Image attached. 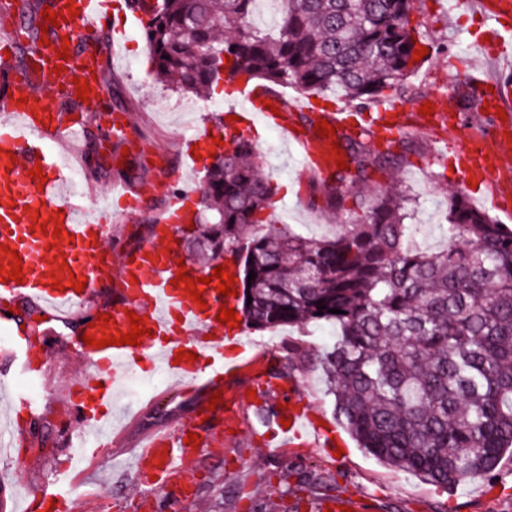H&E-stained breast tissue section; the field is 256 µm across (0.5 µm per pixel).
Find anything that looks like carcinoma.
Masks as SVG:
<instances>
[{
    "instance_id": "obj_1",
    "label": "carcinoma",
    "mask_w": 512,
    "mask_h": 512,
    "mask_svg": "<svg viewBox=\"0 0 512 512\" xmlns=\"http://www.w3.org/2000/svg\"><path fill=\"white\" fill-rule=\"evenodd\" d=\"M125 2L139 12L155 80L198 97L225 75L392 104L434 51L420 31L425 0H275L263 25L259 0ZM371 134L341 133L349 169L325 171L326 205L341 212L361 198L357 223L322 237L273 223V183L239 132L206 165L182 235L213 260L237 254L251 326L336 328L319 364L338 421L368 453L441 488L489 479L512 454V229L456 192L439 225L445 248L422 250L405 223L408 196L372 179L392 175L395 156L372 152Z\"/></svg>"
}]
</instances>
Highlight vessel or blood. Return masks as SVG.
<instances>
[{
    "mask_svg": "<svg viewBox=\"0 0 512 512\" xmlns=\"http://www.w3.org/2000/svg\"><path fill=\"white\" fill-rule=\"evenodd\" d=\"M78 14L67 25L48 30L51 40L36 58L42 84L53 87L76 78L89 82V102L95 108L103 106L105 76L101 55L93 45L72 48L71 58L55 59L56 45L79 29L111 25L110 20L118 0H75ZM489 21L490 50L495 57L512 59V38L503 35L505 21L512 19V0H489L484 13ZM115 38L126 35L125 24L111 25ZM20 26L0 36V267L9 266V250H16L22 259V282H0V295L32 297L47 310L62 314L81 306L97 296L104 287H111L120 301L111 310L112 322L106 327H93L95 339L116 336L131 330L128 312H135L147 332L138 346L130 344L91 346L80 336L70 339L77 353L90 357L97 369L81 377L71 394L75 416L93 427L104 425L112 414V399L138 360L161 364L164 371L178 384L194 378L201 365H208L210 376L204 383L206 394L223 387L229 370L224 363L225 324L219 323L220 308L235 305L234 296H222L215 285L203 288V303H195L185 284L176 283L180 273L177 261L178 244L167 239L148 243L127 251L121 263L103 262L108 252L107 240L112 234V209L108 206L89 210L84 204V191L65 173L58 155L49 150V143L66 142L74 123L69 114L55 111L45 94L37 92L27 79L14 73L8 58L19 39ZM496 91L488 100L489 110L512 109V76L496 79ZM26 103H19V96ZM248 109L241 112L242 123L251 125L264 119L287 127L288 113L281 110L276 95L251 91ZM108 140L122 144L128 138L130 121L125 112L105 115ZM497 148L488 150L478 141H466L456 148L461 177L473 176L491 186L488 203L496 209L512 210V188L500 185V148L512 145V128L495 126L491 132ZM291 140L304 156L307 167L322 171L323 162L333 156L328 138L320 137L317 128L304 133H291ZM41 169V178L31 177L33 169ZM45 190H38V182ZM63 219H56V212ZM45 223L44 230H33V218ZM65 229L66 239H59L57 229ZM87 283L83 291L70 288V278ZM62 279L66 286L53 288V279ZM192 352V359L179 358V350ZM275 416L285 417L286 425H275L273 432L283 443L300 441L311 436L334 445L330 431L321 427L312 416L294 401L293 392L280 393L269 404ZM223 408L211 412L208 420L189 424L187 433L197 434L200 447L211 444V424L223 420ZM187 433L152 435L136 457L139 472L155 470L179 482L183 492H190L187 457L191 451ZM71 503L60 488L27 499L23 512H67Z\"/></svg>",
    "mask_w": 512,
    "mask_h": 512,
    "instance_id": "1",
    "label": "vessel or blood"
}]
</instances>
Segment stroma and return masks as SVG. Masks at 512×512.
Here are the masks:
<instances>
[{"label":"stroma","mask_w":512,"mask_h":512,"mask_svg":"<svg viewBox=\"0 0 512 512\" xmlns=\"http://www.w3.org/2000/svg\"><path fill=\"white\" fill-rule=\"evenodd\" d=\"M481 2L426 0L422 32L445 50L407 81L394 112L406 126L397 151L404 157L399 176L414 200L411 221L433 234L448 209L449 191L466 193L471 203L479 201L477 193L461 182L448 144L462 137L488 138L492 125L501 119L482 109H465L464 71H498L479 47L484 39ZM130 28L120 55L108 61L105 91L107 100L130 116L126 151L107 147L101 131L93 127L64 150L78 164L80 179L93 198L119 181L143 196L142 208L112 227L109 246L116 256L137 241L151 239L152 224L173 209L178 197L198 200L202 182L185 170L184 139L241 101L239 84L227 79L209 98L178 94L155 83L141 29L135 22ZM427 102L464 114V125L445 131L430 127L420 116ZM249 132L277 187L276 223L319 237L329 235L338 221L355 222V202H348L340 214L325 207L320 177L304 169L280 128L255 124ZM11 307L18 315L8 335L44 337L52 346L39 380L40 409L33 417L20 413L23 437L10 457L0 456V512H16L23 492H36L56 479L68 489L76 512H162L165 500L143 495L135 458L145 434L178 428L197 416L202 390L185 385L160 396L142 390L138 404L126 398L115 401L116 419L103 443L106 459L91 457L84 470H71L74 458L84 453L81 440L90 431L72 424L69 389L93 371V362L64 346L57 319L45 315L39 302L15 301ZM334 336V328L322 323L270 330L245 327L243 339L258 359L239 364L225 379L224 394L235 402L234 420L215 425L213 447L202 449L193 461L196 496L183 502L180 512H284L302 495L297 478H289L287 488L279 486L278 475L289 465L319 474L335 494L365 495L372 512H512L510 455L501 459L496 479L469 480L448 491L381 463L346 434L339 458L310 444L281 446L257 421L256 401L275 398L294 383L303 405L313 407L325 426L334 427L333 404L317 362ZM283 367L287 375L278 376ZM92 492L101 498L90 505L86 497Z\"/></svg>","instance_id":"1"}]
</instances>
